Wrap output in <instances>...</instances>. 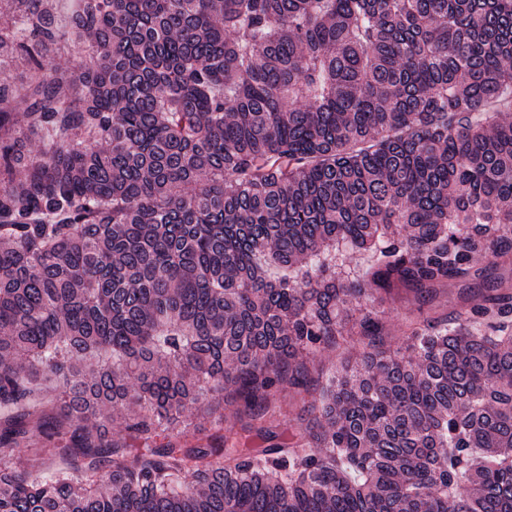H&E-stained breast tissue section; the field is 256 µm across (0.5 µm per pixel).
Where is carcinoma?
Returning a JSON list of instances; mask_svg holds the SVG:
<instances>
[{"instance_id":"cac0c4a2","label":"carcinoma","mask_w":512,"mask_h":512,"mask_svg":"<svg viewBox=\"0 0 512 512\" xmlns=\"http://www.w3.org/2000/svg\"><path fill=\"white\" fill-rule=\"evenodd\" d=\"M0 227V512H512V288L372 307L512 258V0H7ZM481 290L478 287L463 290L451 284L441 288L436 298L427 304L415 300L410 291H399L392 296H384L373 304L385 323L384 339L387 343L395 344L402 340L409 317L418 316L436 318L455 314L480 300ZM360 352V346L356 342H350L346 346L336 351V349H324L317 353L313 363L309 364L310 377L315 380L320 373V369L326 370L332 364H336L340 356L354 357ZM341 354V355H339ZM278 405L280 409H277L274 416V425L279 424V426L275 431L278 433L284 431L285 436H288V427L296 423L298 414L301 413L303 400L294 392L288 393V391H284L280 395Z\"/></svg>"}]
</instances>
